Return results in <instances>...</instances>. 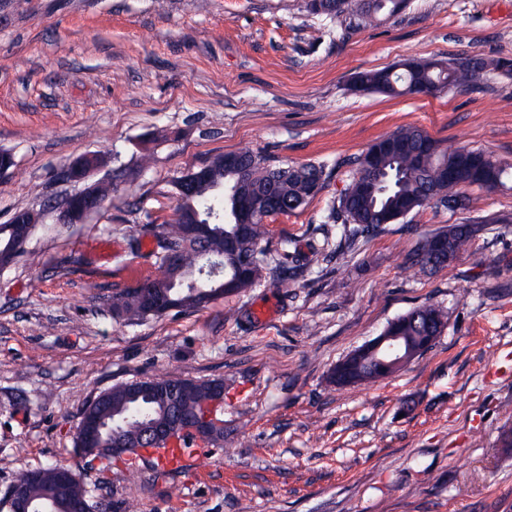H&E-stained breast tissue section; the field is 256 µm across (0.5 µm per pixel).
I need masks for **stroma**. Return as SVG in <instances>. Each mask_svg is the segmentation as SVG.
Segmentation results:
<instances>
[{"label": "stroma", "mask_w": 512, "mask_h": 512, "mask_svg": "<svg viewBox=\"0 0 512 512\" xmlns=\"http://www.w3.org/2000/svg\"><path fill=\"white\" fill-rule=\"evenodd\" d=\"M491 60L431 95L355 91L406 59ZM407 126L505 169L474 212L427 205L339 245L332 213L375 140ZM0 224L42 211L0 267V501L21 470L62 465L111 512H512V0H408L366 26L306 0H0ZM323 164L321 191L267 218L289 280L131 323L112 297L160 276L152 229L175 181L229 152ZM96 154L103 208L59 224L62 173ZM478 221L467 253L404 261L420 236ZM83 256V265L71 259ZM433 304L446 325L398 372L339 387L331 370L388 322ZM500 367L497 378L487 366ZM169 373L224 382V439L184 469L88 463L80 410L112 386Z\"/></svg>", "instance_id": "stroma-1"}]
</instances>
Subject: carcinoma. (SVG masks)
<instances>
[{
	"instance_id": "obj_1",
	"label": "carcinoma",
	"mask_w": 512,
	"mask_h": 512,
	"mask_svg": "<svg viewBox=\"0 0 512 512\" xmlns=\"http://www.w3.org/2000/svg\"><path fill=\"white\" fill-rule=\"evenodd\" d=\"M310 13L329 18L356 17L367 23L381 15L399 13L396 0H320V8ZM488 66L474 56L465 63L407 60L396 69H382L359 74L356 85L367 91L406 95L416 90L461 86L473 80L474 73ZM480 170L460 161V150H450L418 127H405L376 141L354 160L356 173L339 208L346 216L341 236L355 240L368 236L385 224H392L413 210L433 203L439 208L472 212L475 200L464 188L480 185L485 180L501 182L504 169L491 156L472 150ZM238 162L229 163L224 156L210 163V176L187 192H176L175 210L195 212L209 226L203 239L185 235L184 225L166 224L154 235L155 247L150 257L163 271L150 278V287L168 299L163 310L147 305L140 294L126 289L115 295L112 309L129 321L161 316L172 310L202 308L229 294L255 287L272 274L281 282L288 279L287 244L269 253L261 248L265 235L264 220L276 214L293 213L313 198L323 184L324 168L314 164L298 167L272 165L248 151L236 153ZM241 199L254 205L251 224H239L235 211ZM476 232L474 224H454L426 235L417 241L407 256V268L422 271L436 269L452 262L464 252ZM444 242L435 251V239ZM24 244L17 240L15 224H0V266H7L21 253ZM179 258L180 273L173 275L170 254ZM220 257L223 267L215 276L202 274L210 257ZM445 326L443 312L433 305L417 307L399 317L391 330L404 336L406 345L420 348L441 335ZM387 377L382 370L379 353L365 350L336 365L332 380L338 386H350ZM183 381L173 375L151 377L113 386L101 393L80 413L79 419H95L107 429L95 443L98 457L112 460V430L130 439L150 420L169 416L165 393L169 386ZM215 379L195 381V399L191 408L203 411L212 396ZM56 467L25 469L18 481L27 483L36 503L46 502L54 491ZM71 493L86 499L88 512H100V499H95L80 483L74 481Z\"/></svg>"
}]
</instances>
